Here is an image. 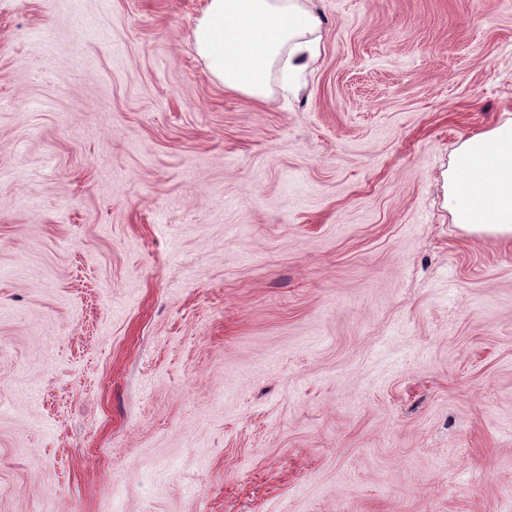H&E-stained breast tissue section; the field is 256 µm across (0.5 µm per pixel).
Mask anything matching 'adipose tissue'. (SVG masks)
<instances>
[{
    "mask_svg": "<svg viewBox=\"0 0 512 512\" xmlns=\"http://www.w3.org/2000/svg\"><path fill=\"white\" fill-rule=\"evenodd\" d=\"M322 21L304 0H208L193 47L226 90L265 97L273 65L293 83L319 57ZM448 210L479 237L512 240V122L464 140L448 168Z\"/></svg>",
    "mask_w": 512,
    "mask_h": 512,
    "instance_id": "adipose-tissue-1",
    "label": "adipose tissue"
}]
</instances>
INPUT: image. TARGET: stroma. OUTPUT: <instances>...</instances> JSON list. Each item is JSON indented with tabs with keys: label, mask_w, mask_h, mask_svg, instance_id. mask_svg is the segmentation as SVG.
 Listing matches in <instances>:
<instances>
[{
	"label": "stroma",
	"mask_w": 512,
	"mask_h": 512,
	"mask_svg": "<svg viewBox=\"0 0 512 512\" xmlns=\"http://www.w3.org/2000/svg\"><path fill=\"white\" fill-rule=\"evenodd\" d=\"M206 0H0V512H512V0H309L297 94ZM322 21L302 0H208L193 47L224 89L265 97L271 68L288 84L319 57ZM448 211L469 234L512 240V122L464 140L448 167Z\"/></svg>",
	"instance_id": "1"
}]
</instances>
